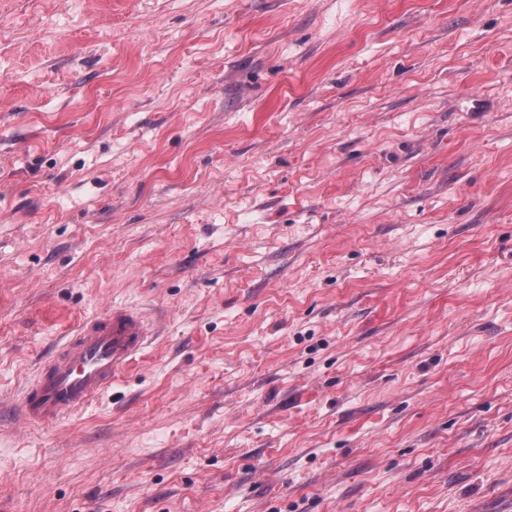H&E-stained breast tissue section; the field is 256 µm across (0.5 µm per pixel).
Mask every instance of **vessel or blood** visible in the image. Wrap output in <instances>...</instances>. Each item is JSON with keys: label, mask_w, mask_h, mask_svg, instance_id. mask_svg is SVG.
Returning a JSON list of instances; mask_svg holds the SVG:
<instances>
[{"label": "vessel or blood", "mask_w": 512, "mask_h": 512, "mask_svg": "<svg viewBox=\"0 0 512 512\" xmlns=\"http://www.w3.org/2000/svg\"><path fill=\"white\" fill-rule=\"evenodd\" d=\"M148 333L144 316L125 306L87 320L24 387L21 421L46 426L82 409L136 361Z\"/></svg>", "instance_id": "1"}]
</instances>
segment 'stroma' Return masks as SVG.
I'll use <instances>...</instances> for the list:
<instances>
[{
  "label": "stroma",
  "instance_id": "stroma-1",
  "mask_svg": "<svg viewBox=\"0 0 512 512\" xmlns=\"http://www.w3.org/2000/svg\"><path fill=\"white\" fill-rule=\"evenodd\" d=\"M511 506L512 0H0V512ZM148 333L144 316L125 306L87 320L24 387L21 421L46 426L82 409L137 360Z\"/></svg>",
  "mask_w": 512,
  "mask_h": 512
}]
</instances>
